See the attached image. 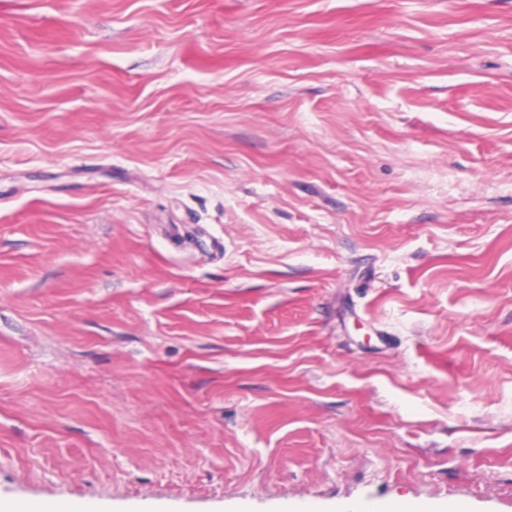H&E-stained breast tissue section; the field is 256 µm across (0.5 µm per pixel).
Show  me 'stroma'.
<instances>
[{
  "label": "stroma",
  "instance_id": "stroma-1",
  "mask_svg": "<svg viewBox=\"0 0 512 512\" xmlns=\"http://www.w3.org/2000/svg\"><path fill=\"white\" fill-rule=\"evenodd\" d=\"M512 512V0H0V506Z\"/></svg>",
  "mask_w": 512,
  "mask_h": 512
}]
</instances>
